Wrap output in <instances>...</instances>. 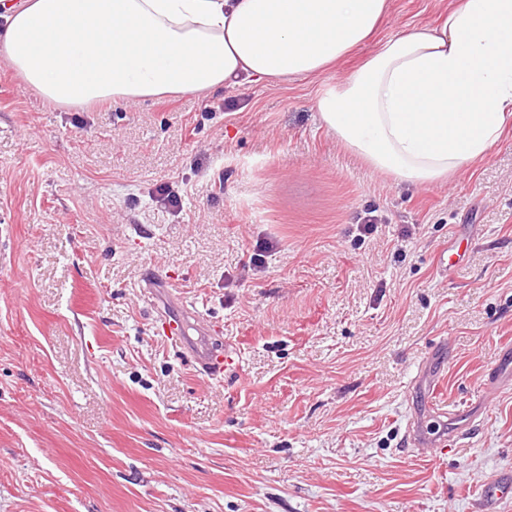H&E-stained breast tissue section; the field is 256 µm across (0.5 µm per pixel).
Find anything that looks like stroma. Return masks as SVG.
<instances>
[{
  "label": "stroma",
  "instance_id": "35a3bbf8",
  "mask_svg": "<svg viewBox=\"0 0 512 512\" xmlns=\"http://www.w3.org/2000/svg\"><path fill=\"white\" fill-rule=\"evenodd\" d=\"M452 5L392 0L334 70L212 95L65 109L0 60V512H479L512 474V132L418 187L315 109ZM414 416L469 433L415 448ZM231 359H224L222 347H212L208 352H202L197 356V362L201 366V372L211 378L224 375L232 364ZM512 495V475L507 477L494 475L485 482L480 500L483 504L482 512H496V506L505 498Z\"/></svg>",
  "mask_w": 512,
  "mask_h": 512
}]
</instances>
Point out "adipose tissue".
Wrapping results in <instances>:
<instances>
[{"mask_svg":"<svg viewBox=\"0 0 512 512\" xmlns=\"http://www.w3.org/2000/svg\"><path fill=\"white\" fill-rule=\"evenodd\" d=\"M391 0H27L0 17V59L56 105L217 93L315 77L356 51ZM316 110L376 171L429 185L512 128V0H458L381 44Z\"/></svg>","mask_w":512,"mask_h":512,"instance_id":"1","label":"adipose tissue"}]
</instances>
